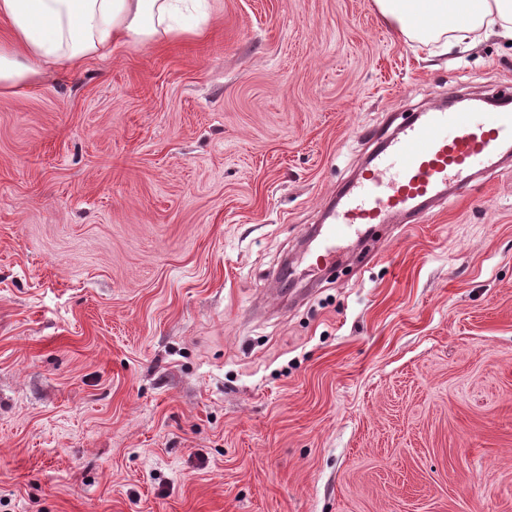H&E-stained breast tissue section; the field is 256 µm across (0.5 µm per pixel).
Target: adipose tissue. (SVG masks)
Listing matches in <instances>:
<instances>
[{"label": "adipose tissue", "mask_w": 512, "mask_h": 512, "mask_svg": "<svg viewBox=\"0 0 512 512\" xmlns=\"http://www.w3.org/2000/svg\"><path fill=\"white\" fill-rule=\"evenodd\" d=\"M408 41L445 47L474 43L497 28L512 37V0H374ZM176 0H0V93L35 80L48 66L80 69L93 56L174 34Z\"/></svg>", "instance_id": "adipose-tissue-1"}]
</instances>
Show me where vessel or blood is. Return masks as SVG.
<instances>
[{"instance_id":"b4317fda","label":"vessel or blood","mask_w":512,"mask_h":512,"mask_svg":"<svg viewBox=\"0 0 512 512\" xmlns=\"http://www.w3.org/2000/svg\"><path fill=\"white\" fill-rule=\"evenodd\" d=\"M512 155V105L454 110L435 105L380 141L358 175L326 207L318 261L332 264L341 245L375 225L419 224L475 171Z\"/></svg>"}]
</instances>
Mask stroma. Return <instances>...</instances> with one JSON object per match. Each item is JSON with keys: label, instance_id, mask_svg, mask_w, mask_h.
<instances>
[{"label": "stroma", "instance_id": "35a3bbf8", "mask_svg": "<svg viewBox=\"0 0 512 512\" xmlns=\"http://www.w3.org/2000/svg\"><path fill=\"white\" fill-rule=\"evenodd\" d=\"M197 2L0 95V512H512V165L302 249L375 132L512 92V43Z\"/></svg>", "mask_w": 512, "mask_h": 512}]
</instances>
